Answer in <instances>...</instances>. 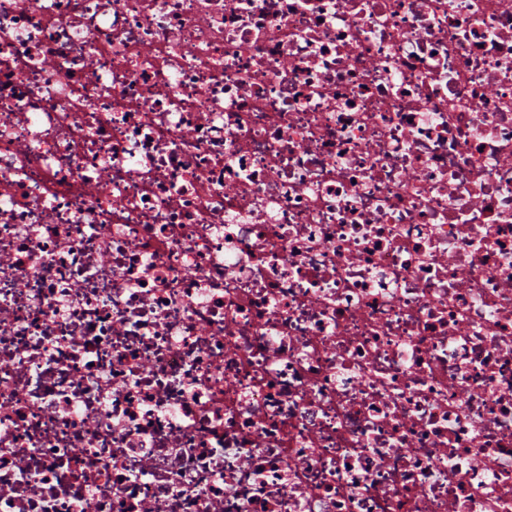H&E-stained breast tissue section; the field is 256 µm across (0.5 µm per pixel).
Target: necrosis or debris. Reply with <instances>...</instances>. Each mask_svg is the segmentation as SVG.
Returning a JSON list of instances; mask_svg holds the SVG:
<instances>
[{"instance_id": "obj_1", "label": "necrosis or debris", "mask_w": 512, "mask_h": 512, "mask_svg": "<svg viewBox=\"0 0 512 512\" xmlns=\"http://www.w3.org/2000/svg\"><path fill=\"white\" fill-rule=\"evenodd\" d=\"M0 512H512V0H0Z\"/></svg>"}]
</instances>
